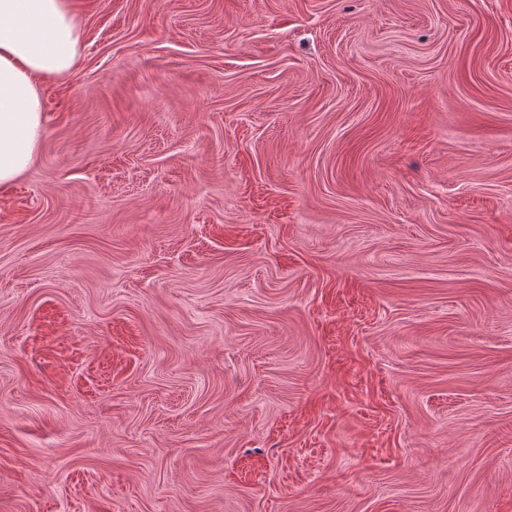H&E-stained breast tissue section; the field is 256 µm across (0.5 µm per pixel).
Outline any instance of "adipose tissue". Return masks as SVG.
<instances>
[{
    "label": "adipose tissue",
    "mask_w": 512,
    "mask_h": 512,
    "mask_svg": "<svg viewBox=\"0 0 512 512\" xmlns=\"http://www.w3.org/2000/svg\"><path fill=\"white\" fill-rule=\"evenodd\" d=\"M83 29L73 0H0V186L32 164L44 107L38 80L79 61Z\"/></svg>",
    "instance_id": "ef3b65f1"
}]
</instances>
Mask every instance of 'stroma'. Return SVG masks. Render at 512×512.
Returning <instances> with one entry per match:
<instances>
[{
    "mask_svg": "<svg viewBox=\"0 0 512 512\" xmlns=\"http://www.w3.org/2000/svg\"><path fill=\"white\" fill-rule=\"evenodd\" d=\"M75 6L0 512H512V0Z\"/></svg>",
    "mask_w": 512,
    "mask_h": 512,
    "instance_id": "obj_1",
    "label": "stroma"
}]
</instances>
